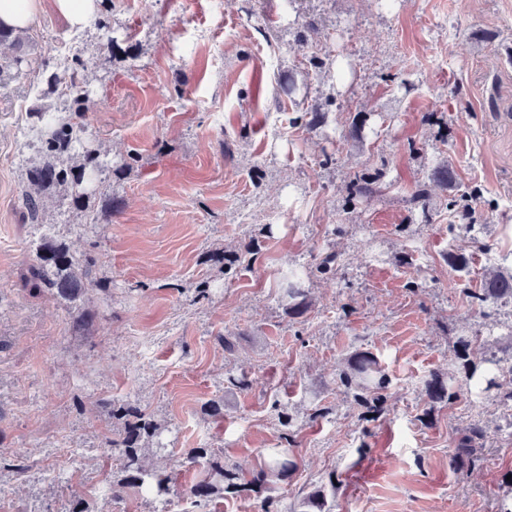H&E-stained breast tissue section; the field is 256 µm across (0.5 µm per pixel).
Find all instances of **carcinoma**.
<instances>
[{
    "label": "carcinoma",
    "mask_w": 512,
    "mask_h": 512,
    "mask_svg": "<svg viewBox=\"0 0 512 512\" xmlns=\"http://www.w3.org/2000/svg\"><path fill=\"white\" fill-rule=\"evenodd\" d=\"M29 67L24 54L0 57V77L18 75ZM91 91L87 84H80L65 106V111L77 118L83 116ZM35 125L39 141L37 150L41 160L32 165L27 172L30 191L26 194V208L35 220L41 206L43 192L59 188L66 192L70 203L85 213L95 210L96 194L112 177L132 168L138 162L137 153L128 154L121 163H112L102 157L98 150L84 140V129L76 123L59 120L47 112H37ZM326 112L319 102L307 106L305 112L292 119L300 121L314 129L325 122ZM380 192L376 180L364 174L356 173L347 184V193L351 199H370ZM37 252L40 264L34 268V275L54 293L65 299L76 298L88 287H102V284L89 279L92 258L80 259L69 248L57 241L41 243ZM465 295L469 305L485 316L494 313L495 307L503 300H512V272L497 271L482 283L480 288H467ZM288 298V312L301 316L307 311L306 294L292 281L284 289ZM475 341L470 336L457 335L453 338L451 353L464 372L461 379L443 380L434 375L426 382V394L430 406L437 403H452L460 396L471 398L483 396L490 390H496L497 397L503 401H512V368L503 370L495 361L484 355L478 361L470 359ZM340 384L345 393L367 408L376 406L388 388L389 380L377 359L370 352H358L349 357L347 370L340 376ZM112 417L123 421V437L107 441V446L119 449L123 458L125 476L118 487H136L147 495L162 496L169 491L168 478L144 467L141 461V448L138 442L143 436L152 437L158 427L150 417L133 408L120 406L112 409ZM489 427L475 422L457 438L456 446L450 456V466L460 476L468 475L483 460L484 441L488 438ZM297 464L290 459L285 448H270L263 467L250 477L240 474L235 468L219 461L209 462L204 475L191 487L192 494L205 501L226 494L244 492H265L273 489L277 483H286L295 472ZM287 512H330L326 509V499L322 492L315 491L291 504Z\"/></svg>",
    "instance_id": "carcinoma-1"
}]
</instances>
